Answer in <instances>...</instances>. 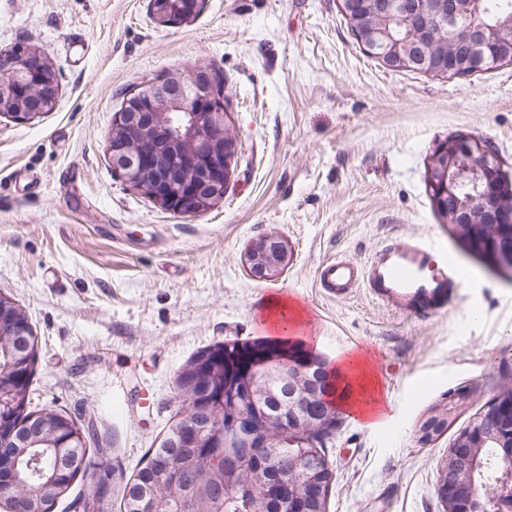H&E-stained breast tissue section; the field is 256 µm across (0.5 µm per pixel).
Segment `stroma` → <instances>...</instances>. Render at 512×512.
Segmentation results:
<instances>
[{
	"label": "stroma",
	"mask_w": 512,
	"mask_h": 512,
	"mask_svg": "<svg viewBox=\"0 0 512 512\" xmlns=\"http://www.w3.org/2000/svg\"><path fill=\"white\" fill-rule=\"evenodd\" d=\"M18 45L39 49L59 84L36 120L0 116V294L38 338L32 408L94 424L96 447L131 475L180 410L186 362L267 337L263 301L284 296L304 311L289 340L332 365L369 356L382 387L378 423L339 412L327 512H442L438 466L512 366V280L439 215L428 164L448 137L480 139L512 183V63L386 68L339 0H202L168 27L149 0H0V49ZM195 66L224 79L238 153L223 200L184 214L126 187L108 144L133 86ZM268 235L289 262L257 281L245 252ZM414 237L466 277L445 305L413 313L319 287L323 263L363 265ZM461 386L470 397L447 431L421 441L430 408Z\"/></svg>",
	"instance_id": "stroma-1"
}]
</instances>
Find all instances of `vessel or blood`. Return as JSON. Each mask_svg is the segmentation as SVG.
Masks as SVG:
<instances>
[{
	"mask_svg": "<svg viewBox=\"0 0 512 512\" xmlns=\"http://www.w3.org/2000/svg\"><path fill=\"white\" fill-rule=\"evenodd\" d=\"M461 282L462 274L448 253L421 240L384 246L362 268L338 259L319 269V284L329 295H349L363 283L376 298L406 309L433 308L443 301L447 288Z\"/></svg>",
	"mask_w": 512,
	"mask_h": 512,
	"instance_id": "b4317fda",
	"label": "vessel or blood"
}]
</instances>
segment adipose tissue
<instances>
[{
	"instance_id": "adipose-tissue-1",
	"label": "adipose tissue",
	"mask_w": 512,
	"mask_h": 512,
	"mask_svg": "<svg viewBox=\"0 0 512 512\" xmlns=\"http://www.w3.org/2000/svg\"><path fill=\"white\" fill-rule=\"evenodd\" d=\"M341 391L338 395L341 406L368 417L370 406L381 391L379 380L367 357L353 355L341 359L331 371Z\"/></svg>"
}]
</instances>
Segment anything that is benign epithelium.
Masks as SVG:
<instances>
[{
    "label": "benign epithelium",
    "instance_id": "1",
    "mask_svg": "<svg viewBox=\"0 0 512 512\" xmlns=\"http://www.w3.org/2000/svg\"><path fill=\"white\" fill-rule=\"evenodd\" d=\"M202 0H150V14L159 26L183 22ZM341 9L364 50L389 68L414 66L435 75L461 73L434 52L433 37L444 31L462 40L467 55L496 46L512 59V22L485 19L484 0H341ZM408 32L396 38L388 25ZM55 74L35 48L0 50V116L29 122L50 111L57 100ZM224 82L212 71L194 67L173 70L146 86L131 90L115 113L109 140L112 171L127 186L160 207L196 214L224 199L231 177L236 143L224 135ZM437 211L470 248L500 274L512 280V187L505 186L498 159L490 145L475 139L448 138L435 147L428 171ZM249 275L266 280L288 263L287 244L278 237L255 240L246 257ZM31 336L33 331L17 305L0 295V334ZM241 350L252 341L226 343V379L217 400L232 409L224 419V436L210 422L189 421L169 436L168 448H296L295 469L310 472L321 441L335 433L339 417L331 397L336 379L328 362L305 351L278 348L252 361L248 374L237 375L231 346ZM32 342L12 355L9 368H30ZM288 412L274 425L265 405L276 395ZM46 424L16 423L0 410V486L15 480L19 457L12 448H34L36 432ZM483 438L464 432L459 447L448 449L436 493L443 512H476L487 484L475 479ZM496 493L490 504L496 512H512V448L498 460ZM306 485L289 481L272 494L282 512H296Z\"/></svg>",
    "mask_w": 512,
    "mask_h": 512
}]
</instances>
